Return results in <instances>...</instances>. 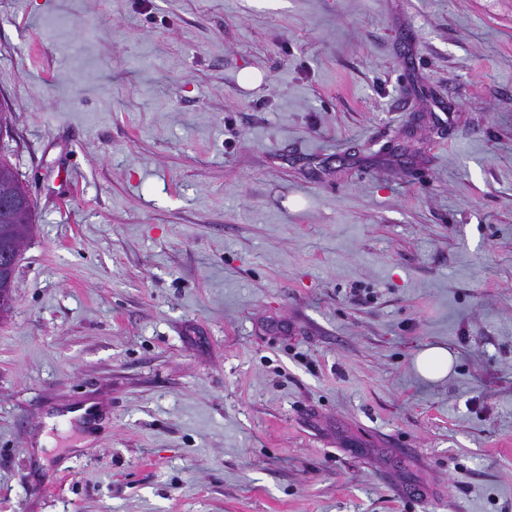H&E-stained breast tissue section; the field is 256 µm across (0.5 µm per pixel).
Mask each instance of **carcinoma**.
<instances>
[{
    "instance_id": "1",
    "label": "carcinoma",
    "mask_w": 512,
    "mask_h": 512,
    "mask_svg": "<svg viewBox=\"0 0 512 512\" xmlns=\"http://www.w3.org/2000/svg\"><path fill=\"white\" fill-rule=\"evenodd\" d=\"M10 200V205L0 209V251L10 250L19 244V225L35 222V204L15 168L5 155H0V197Z\"/></svg>"
}]
</instances>
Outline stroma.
Instances as JSON below:
<instances>
[{
    "instance_id": "stroma-1",
    "label": "stroma",
    "mask_w": 512,
    "mask_h": 512,
    "mask_svg": "<svg viewBox=\"0 0 512 512\" xmlns=\"http://www.w3.org/2000/svg\"><path fill=\"white\" fill-rule=\"evenodd\" d=\"M0 110V512H512V0H0ZM2 196L10 200V205L4 210L0 209L1 252L5 247L13 250L19 244L21 232L17 224H29L32 230L35 222V204L6 155H0V197ZM10 250L0 254L1 275L8 282L12 281V288H2L0 291L1 305L10 303L15 285L13 270L20 257L18 249ZM453 360L448 350L433 346L422 350L415 359L416 371L431 381L444 378L452 368Z\"/></svg>"
}]
</instances>
